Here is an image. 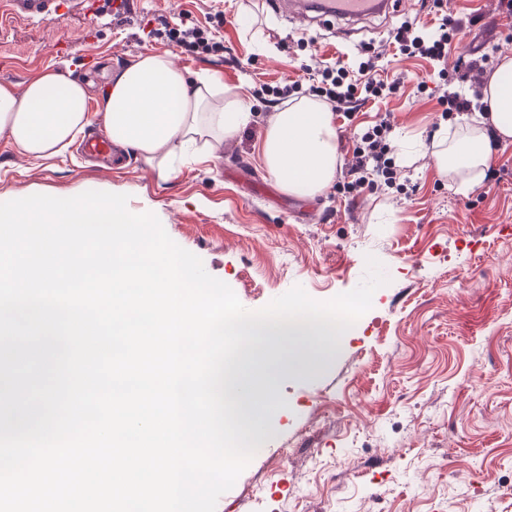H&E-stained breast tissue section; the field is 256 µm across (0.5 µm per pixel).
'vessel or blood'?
<instances>
[{"instance_id":"vessel-or-blood-1","label":"vessel or blood","mask_w":512,"mask_h":512,"mask_svg":"<svg viewBox=\"0 0 512 512\" xmlns=\"http://www.w3.org/2000/svg\"><path fill=\"white\" fill-rule=\"evenodd\" d=\"M85 2L86 0H6L12 14L27 20L55 15L70 5L79 6ZM269 4L305 26L318 16L350 21L390 12L395 9L397 0H269Z\"/></svg>"}]
</instances>
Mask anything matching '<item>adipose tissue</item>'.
Instances as JSON below:
<instances>
[{
  "label": "adipose tissue",
  "instance_id": "obj_1",
  "mask_svg": "<svg viewBox=\"0 0 512 512\" xmlns=\"http://www.w3.org/2000/svg\"><path fill=\"white\" fill-rule=\"evenodd\" d=\"M91 97L80 80L48 69L24 92L0 83V138L34 160L62 155L91 125ZM487 112L464 116L458 137L434 133L430 156L461 177L484 176L499 144L512 139V57L503 56L482 90ZM112 144L137 155L160 180L176 161H205L214 144L234 138L254 119L239 93L213 74H189L167 53H146L111 74L101 103ZM260 159L289 194L313 197L330 186L340 165L334 115L312 98L273 113L259 144Z\"/></svg>",
  "mask_w": 512,
  "mask_h": 512
}]
</instances>
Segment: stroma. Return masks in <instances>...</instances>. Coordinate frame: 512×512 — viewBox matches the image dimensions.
<instances>
[{"label": "stroma", "instance_id": "obj_1", "mask_svg": "<svg viewBox=\"0 0 512 512\" xmlns=\"http://www.w3.org/2000/svg\"><path fill=\"white\" fill-rule=\"evenodd\" d=\"M461 24L448 67L397 54L389 33L402 22ZM198 25L215 46L196 53L167 43L165 30ZM378 54L397 89L336 118L341 167L315 198L281 191L258 156L277 105L259 85L319 84L312 56ZM147 52H168L191 72L217 74L241 92L253 122L212 160H184L162 181L133 154L110 170L77 146L40 163L0 138V203L34 194L128 195L131 210L157 216L170 238L201 258L248 310L294 286L318 301L355 289L366 255L388 284L314 373L281 370L261 448L216 512H512V142L465 192L430 157L403 164L391 180L350 189L354 148L380 118L390 140L458 125L443 116L440 90L466 97L479 74L512 56V12L500 0H403L399 11L355 24L334 19L299 29L257 0H134L114 19L74 9L39 21L0 11V82L24 89L46 68L91 82L99 112L111 70ZM484 59L483 71L456 69Z\"/></svg>", "mask_w": 512, "mask_h": 512}]
</instances>
